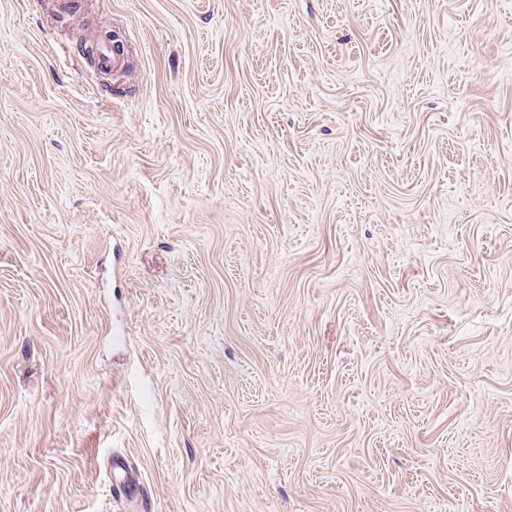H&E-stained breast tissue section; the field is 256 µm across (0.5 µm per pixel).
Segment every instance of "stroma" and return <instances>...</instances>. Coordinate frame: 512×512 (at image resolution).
I'll list each match as a JSON object with an SVG mask.
<instances>
[{
  "label": "stroma",
  "instance_id": "35a3bbf8",
  "mask_svg": "<svg viewBox=\"0 0 512 512\" xmlns=\"http://www.w3.org/2000/svg\"><path fill=\"white\" fill-rule=\"evenodd\" d=\"M62 2L0 0V512H512V0ZM112 488L120 496L134 494L138 486L130 477L129 470L121 459L112 462Z\"/></svg>",
  "mask_w": 512,
  "mask_h": 512
}]
</instances>
